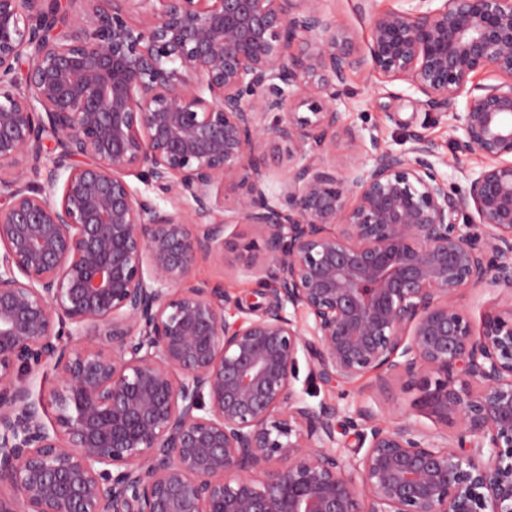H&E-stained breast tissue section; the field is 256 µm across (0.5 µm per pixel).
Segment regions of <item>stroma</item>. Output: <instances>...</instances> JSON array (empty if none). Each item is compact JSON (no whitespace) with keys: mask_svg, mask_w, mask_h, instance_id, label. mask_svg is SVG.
Masks as SVG:
<instances>
[{"mask_svg":"<svg viewBox=\"0 0 512 512\" xmlns=\"http://www.w3.org/2000/svg\"><path fill=\"white\" fill-rule=\"evenodd\" d=\"M336 105L347 123L362 128L364 134L378 136L386 148L404 150L410 147L412 134L427 136L444 160L440 172L455 189H465L467 174L480 170L483 165L479 155L456 156L455 142L461 137V130L455 128L449 116L426 113L418 103L417 94L406 83H384L369 71L356 70L341 87ZM193 277L223 284L226 293L242 303L258 299L255 279L214 259H199ZM314 364L312 357L300 355L296 387L306 395L309 404L325 399L349 410L370 406L379 411L385 426L406 416L417 417L412 394L401 391L399 385H392L388 395H378L377 377L369 374L334 389L321 388L311 378Z\"/></svg>","mask_w":512,"mask_h":512,"instance_id":"35a3bbf8","label":"stroma"}]
</instances>
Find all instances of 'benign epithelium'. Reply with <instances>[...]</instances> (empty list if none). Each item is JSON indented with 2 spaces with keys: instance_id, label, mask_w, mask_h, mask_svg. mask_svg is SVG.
<instances>
[{
  "instance_id": "7a95c632",
  "label": "benign epithelium",
  "mask_w": 512,
  "mask_h": 512,
  "mask_svg": "<svg viewBox=\"0 0 512 512\" xmlns=\"http://www.w3.org/2000/svg\"><path fill=\"white\" fill-rule=\"evenodd\" d=\"M324 2L0 0V512H512V305L459 304L512 295V0H417L363 49ZM357 69L467 95L465 190L344 123ZM227 251L263 305L190 282ZM302 353L440 432L309 404ZM492 302H496L500 307H508L510 305L508 296H499L498 293L494 294L487 291L470 292L459 299L460 305L472 316L477 326L480 323L483 305Z\"/></svg>"
}]
</instances>
